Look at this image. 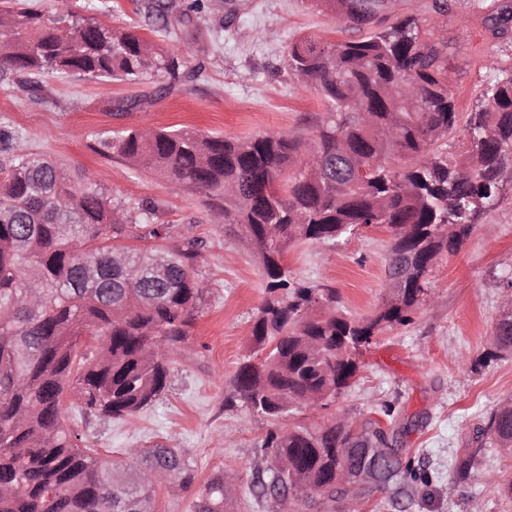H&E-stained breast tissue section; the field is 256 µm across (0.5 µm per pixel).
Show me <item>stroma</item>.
<instances>
[{
	"label": "stroma",
	"instance_id": "35a3bbf8",
	"mask_svg": "<svg viewBox=\"0 0 512 512\" xmlns=\"http://www.w3.org/2000/svg\"><path fill=\"white\" fill-rule=\"evenodd\" d=\"M148 0H69L73 12L102 25L146 38L180 58L189 81L169 86L146 76L136 81L86 80L40 73L0 80V128L8 127L21 146L62 162L106 188L114 202L138 221L142 208L168 227L169 245L192 236L202 243L195 266L206 293L194 314L191 335L172 356L171 387L144 413L123 421L81 414L77 397L64 416L98 448L118 461L129 448L185 449L195 470L190 490L162 485L155 490L157 512H192V503L218 472L234 474L226 512H267L252 492L269 460L261 441L270 427L241 404L225 405L229 381L253 351L251 328L264 300L260 258L241 246L237 225L224 223L201 195L175 192L165 178L101 155L102 133L184 125L210 136L250 138L301 134L308 118L323 111L319 93L286 66L289 45L301 35L323 42L345 39L335 14L313 0H180L190 21L166 26L147 14ZM447 14L433 0H396L395 13L413 12L448 40V86L460 119L481 102L487 84L512 73V38L492 39L486 21L505 0H450ZM134 101V108L121 104ZM454 254L432 267L431 303L413 321L381 333L360 358L355 383L324 409L294 417L307 426L346 418L359 425L380 419L394 403L398 447L424 468L428 484L409 483L406 495L371 489L363 512H512V496L487 487L492 474L512 479V456L489 448L476 474L460 480L452 460L469 444L473 430L512 398V354L487 360L492 331L512 300V168L504 191ZM390 231L359 229L340 244H291L285 261L291 274L310 285L337 289L339 307L360 318L388 299L385 276Z\"/></svg>",
	"mask_w": 512,
	"mask_h": 512
}]
</instances>
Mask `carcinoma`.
<instances>
[{
	"label": "carcinoma",
	"mask_w": 512,
	"mask_h": 512,
	"mask_svg": "<svg viewBox=\"0 0 512 512\" xmlns=\"http://www.w3.org/2000/svg\"><path fill=\"white\" fill-rule=\"evenodd\" d=\"M359 36L324 43L303 36L288 47V69L311 84L326 111L313 116L311 149L280 135L207 136L189 127L130 129L100 140L125 161L153 169L178 191L199 193L224 223L254 242L265 300L252 326L259 361L244 359L225 403L240 401L272 423L301 408L323 409L352 385V351L379 332L412 322L430 299L427 276L455 253L496 203L512 163V75L487 85L470 113L459 155L437 147L458 122L448 88V41L427 38L420 18L390 19L395 0H315ZM48 24L26 7L0 15V75L78 73L133 81L180 80L181 62L132 32L63 9ZM493 39L512 34V6L489 18ZM0 129V512H156L154 490L188 489L194 469L175 448H129L102 458L63 416L69 394L81 412L134 416L170 386L171 355L187 341L205 288L194 266L201 244H162L152 209L131 224L124 209L80 173L26 153ZM393 233L386 276L404 282L397 299L362 319L337 310L335 288L296 281L283 260L293 243L340 241L357 227ZM494 351H512V311L494 326ZM379 432L334 423L269 430L271 477L259 496L293 494L336 503V454ZM512 446V406L476 428L475 448L456 458L458 476L475 469L487 442ZM394 461L374 487L400 493L407 478L427 481L411 459ZM208 480L193 512H224L231 485Z\"/></svg>",
	"instance_id": "obj_1"
}]
</instances>
